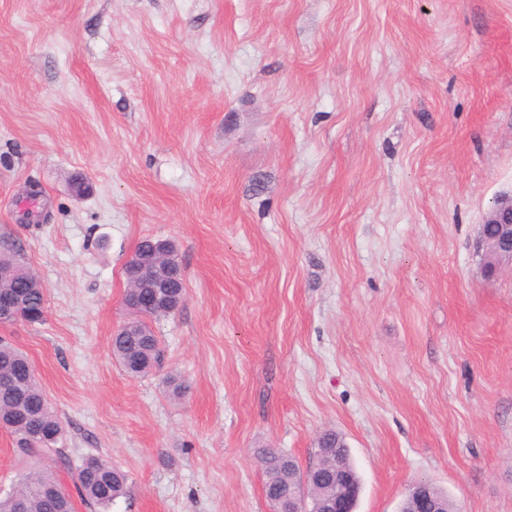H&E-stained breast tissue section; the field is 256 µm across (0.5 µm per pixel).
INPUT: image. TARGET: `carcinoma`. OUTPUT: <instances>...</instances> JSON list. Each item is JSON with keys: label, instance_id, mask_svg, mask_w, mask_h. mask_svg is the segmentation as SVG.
Instances as JSON below:
<instances>
[{"label": "carcinoma", "instance_id": "cac0c4a2", "mask_svg": "<svg viewBox=\"0 0 512 512\" xmlns=\"http://www.w3.org/2000/svg\"><path fill=\"white\" fill-rule=\"evenodd\" d=\"M19 249L13 243L0 245V269L17 264ZM28 311L45 315V294L41 288L26 289ZM186 289L166 288L151 306L140 309L123 335L112 337V355L130 377H140L159 366V340L147 321L169 315L186 299ZM0 420L14 437L18 451L42 455L53 466L19 476L11 490L0 496V512H75L73 499L79 498L89 512H111L116 499L124 494L126 475L105 459L88 456L77 469L58 450L63 439L60 418L47 400L27 355L13 344L0 339ZM317 446H330L348 466H353L346 440L327 430ZM258 457L266 474L265 499L274 503L273 493L301 488L303 473L299 466L288 467V455L273 448H262ZM315 482L307 488V497L317 502L326 498L325 466L315 464Z\"/></svg>", "mask_w": 512, "mask_h": 512}]
</instances>
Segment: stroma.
I'll return each instance as SVG.
<instances>
[{
  "mask_svg": "<svg viewBox=\"0 0 512 512\" xmlns=\"http://www.w3.org/2000/svg\"><path fill=\"white\" fill-rule=\"evenodd\" d=\"M512 0H0V241L47 298L0 324L112 512H269L255 455L341 433L356 512L423 480L512 512ZM173 240L163 359L115 361L124 266ZM187 391L170 399V378ZM486 224L494 225L498 232L487 235L484 232ZM480 243L487 275L494 276L504 264H512V191L495 198L482 224Z\"/></svg>",
  "mask_w": 512,
  "mask_h": 512,
  "instance_id": "obj_1",
  "label": "stroma"
}]
</instances>
